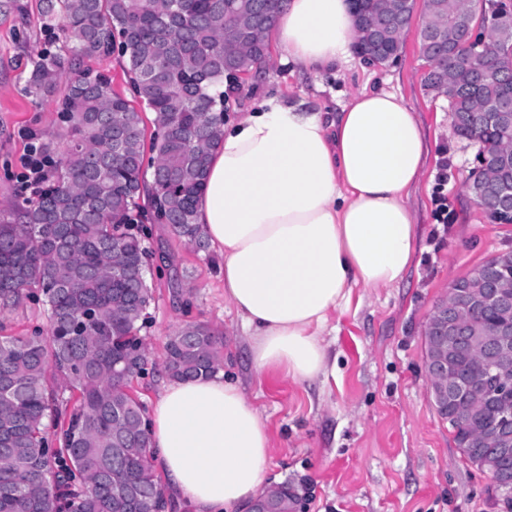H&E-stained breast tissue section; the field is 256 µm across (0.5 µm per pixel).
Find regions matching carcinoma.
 I'll list each match as a JSON object with an SVG mask.
<instances>
[{"mask_svg": "<svg viewBox=\"0 0 512 512\" xmlns=\"http://www.w3.org/2000/svg\"><path fill=\"white\" fill-rule=\"evenodd\" d=\"M255 0H38V19L59 29L67 51L32 61L25 93L56 97L58 130L40 142L50 159L47 185L0 212V307L28 301L46 306L42 336H0V512H162L163 485L149 462L144 410L130 393L147 363L138 336L153 300L146 248L129 232L131 212L147 195L156 220L201 250L195 222L211 150L224 126V91L270 59L269 26L252 25L244 7ZM472 0H426L418 35L426 64L423 85L445 98L448 112H484L512 87V36L494 48V72L479 84L486 48L457 42L445 56L426 38L430 28L455 38ZM406 30L378 42L359 40L355 52L384 65L401 54ZM119 49L134 97L154 112L155 131L112 79L84 66ZM454 135L479 145L490 161L512 155V126L478 131L461 121ZM150 144H145V140ZM153 154L144 179L145 148ZM223 342L187 323L166 345L163 367L173 379L212 376L223 364ZM493 409L469 416L448 405L456 448L470 464L481 456L471 433L492 424ZM493 505L512 512V459H489Z\"/></svg>", "mask_w": 512, "mask_h": 512, "instance_id": "cac0c4a2", "label": "carcinoma"}]
</instances>
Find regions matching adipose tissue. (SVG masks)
I'll return each instance as SVG.
<instances>
[{
    "label": "adipose tissue",
    "mask_w": 512,
    "mask_h": 512,
    "mask_svg": "<svg viewBox=\"0 0 512 512\" xmlns=\"http://www.w3.org/2000/svg\"><path fill=\"white\" fill-rule=\"evenodd\" d=\"M272 32L304 69L348 61L352 0H287ZM426 154L416 113L385 90L360 91L336 115L272 99L225 124L196 222L224 258V298L250 332L256 373L325 376L331 313L357 286L402 280ZM150 435L165 481L196 512H245L267 489L271 438L238 381L169 382Z\"/></svg>",
    "instance_id": "ef3b65f1"
}]
</instances>
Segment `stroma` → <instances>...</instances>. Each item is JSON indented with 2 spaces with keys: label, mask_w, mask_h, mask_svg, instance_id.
<instances>
[{
  "label": "stroma",
  "mask_w": 512,
  "mask_h": 512,
  "mask_svg": "<svg viewBox=\"0 0 512 512\" xmlns=\"http://www.w3.org/2000/svg\"><path fill=\"white\" fill-rule=\"evenodd\" d=\"M21 2L27 16L0 11V209L21 195L16 176L25 131L43 139L57 129L55 103L32 102L21 88L30 56L60 44L38 22L37 0ZM423 17L416 6L404 51L386 66L356 58L313 74L272 44L269 62L238 80L231 98L232 119L272 98L336 113L359 91L381 88L401 96L421 122L428 153L409 198L418 222L415 260L394 287L354 288L349 303L332 313L326 341L335 367L325 378L300 383L281 369L255 376L250 338L224 298L222 257L211 247L195 249L169 225L144 227L154 300L141 331L148 363L133 382L139 401L151 408L167 382L162 362L175 330L193 321L221 333L223 368L252 398L272 441L269 484L288 486L293 512H498L488 495L490 474L461 457L433 409L423 361L425 326L437 303L486 258L512 249V224L490 223L465 189L479 147L453 134L446 100L422 86ZM443 167L455 212L450 224L434 217Z\"/></svg>",
  "instance_id": "stroma-1"
}]
</instances>
